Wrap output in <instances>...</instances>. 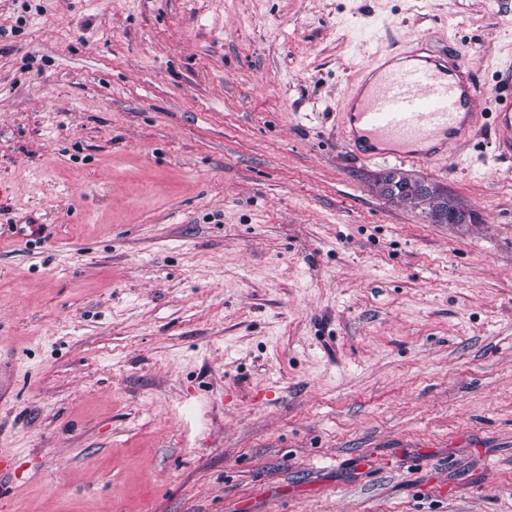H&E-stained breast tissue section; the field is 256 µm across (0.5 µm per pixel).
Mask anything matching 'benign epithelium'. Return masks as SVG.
Wrapping results in <instances>:
<instances>
[{
    "label": "benign epithelium",
    "instance_id": "7a95c632",
    "mask_svg": "<svg viewBox=\"0 0 512 512\" xmlns=\"http://www.w3.org/2000/svg\"><path fill=\"white\" fill-rule=\"evenodd\" d=\"M378 193L393 204L403 205L408 201L420 208H428V218L435 224L480 222L476 212L458 206L451 196L439 193L435 184L426 180L406 183L398 173L387 172L378 184Z\"/></svg>",
    "mask_w": 512,
    "mask_h": 512
}]
</instances>
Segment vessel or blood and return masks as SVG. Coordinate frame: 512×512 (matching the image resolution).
Instances as JSON below:
<instances>
[{
	"instance_id": "1",
	"label": "vessel or blood",
	"mask_w": 512,
	"mask_h": 512,
	"mask_svg": "<svg viewBox=\"0 0 512 512\" xmlns=\"http://www.w3.org/2000/svg\"><path fill=\"white\" fill-rule=\"evenodd\" d=\"M464 61L437 58L416 38L399 57L358 74L342 108L343 146L366 160L428 162L470 134L481 95Z\"/></svg>"
}]
</instances>
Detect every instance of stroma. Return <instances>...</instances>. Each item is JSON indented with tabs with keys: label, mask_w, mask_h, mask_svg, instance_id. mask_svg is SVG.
<instances>
[{
	"label": "stroma",
	"mask_w": 512,
	"mask_h": 512,
	"mask_svg": "<svg viewBox=\"0 0 512 512\" xmlns=\"http://www.w3.org/2000/svg\"><path fill=\"white\" fill-rule=\"evenodd\" d=\"M417 37L472 139L363 160L348 85ZM509 63L512 0H0V512H512ZM379 174V173H378ZM378 174L373 176V188L377 191ZM380 196L397 205H405V201L426 207L430 210L424 212L435 224H476L480 218L476 212L459 207L448 194L436 191L435 184L421 180L415 183H404L397 172L384 174L378 184Z\"/></svg>",
	"instance_id": "obj_1"
}]
</instances>
